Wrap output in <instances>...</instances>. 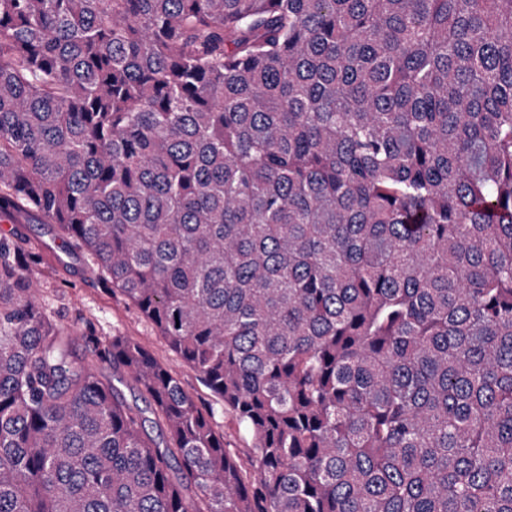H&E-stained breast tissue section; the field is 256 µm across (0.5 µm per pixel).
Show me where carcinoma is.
Wrapping results in <instances>:
<instances>
[{
	"label": "carcinoma",
	"mask_w": 512,
	"mask_h": 512,
	"mask_svg": "<svg viewBox=\"0 0 512 512\" xmlns=\"http://www.w3.org/2000/svg\"><path fill=\"white\" fill-rule=\"evenodd\" d=\"M21 214L252 446L138 342L76 356L17 228L0 512H512V0H0ZM121 388L125 401L130 406H137L142 409L145 413L144 416L147 418L146 422V430L155 438H158L159 435H165V430L163 426H159L155 424V416L153 415L151 409L149 408V404L146 403L144 394L141 390L133 383H127L125 385H119Z\"/></svg>",
	"instance_id": "carcinoma-1"
}]
</instances>
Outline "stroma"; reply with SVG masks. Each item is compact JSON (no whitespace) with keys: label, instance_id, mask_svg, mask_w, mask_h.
Returning <instances> with one entry per match:
<instances>
[{"label":"stroma","instance_id":"1","mask_svg":"<svg viewBox=\"0 0 512 512\" xmlns=\"http://www.w3.org/2000/svg\"><path fill=\"white\" fill-rule=\"evenodd\" d=\"M21 230L28 246L42 255V264L34 272L38 294L58 320L71 328L76 353L84 351L81 335L89 325L101 339L108 341L113 335L121 334L137 341L178 378L199 405L213 408L215 424L223 432L228 447L246 453L251 446L246 431L225 415L196 371L167 346L122 293L102 283L96 271L87 268L82 254L67 256L49 225L32 222L22 225Z\"/></svg>","mask_w":512,"mask_h":512}]
</instances>
